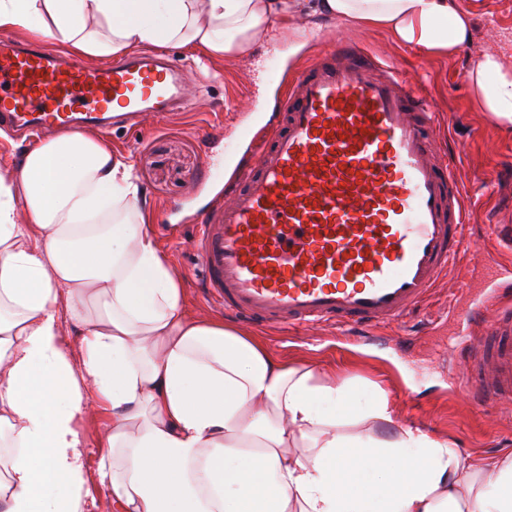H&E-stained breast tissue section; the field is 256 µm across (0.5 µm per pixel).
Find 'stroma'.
Here are the masks:
<instances>
[{"label":"stroma","instance_id":"35a3bbf8","mask_svg":"<svg viewBox=\"0 0 512 512\" xmlns=\"http://www.w3.org/2000/svg\"><path fill=\"white\" fill-rule=\"evenodd\" d=\"M472 17L471 41L454 58L398 43L387 31L326 23L279 29L246 59L171 48L187 66L188 107L168 119L143 115L134 127L115 126L106 139L137 165L152 211L149 228L182 279L189 313L220 318L223 307L203 291L193 251L191 218L205 210L248 145V136L275 107L280 91L267 79L275 67L292 75L318 50L355 42L395 62L431 101L441 122L440 142L453 153L459 178L470 194L466 235L476 256L464 275L449 271L412 314L374 328L369 337L346 335L323 325L295 334L250 327L275 356L317 371H335L352 390L339 411L359 414L379 398L397 410L401 425L445 438L472 455L512 454V406H478L463 397L456 374L459 349L470 344L466 312L486 305L492 289L512 283V129L481 112L467 80L485 51L512 67V0H458ZM215 141L204 143V133ZM111 416L95 408L79 422L86 484V512H118L101 488L98 462Z\"/></svg>","mask_w":512,"mask_h":512}]
</instances>
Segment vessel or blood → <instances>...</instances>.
Masks as SVG:
<instances>
[{
	"instance_id": "b4317fda",
	"label": "vessel or blood",
	"mask_w": 512,
	"mask_h": 512,
	"mask_svg": "<svg viewBox=\"0 0 512 512\" xmlns=\"http://www.w3.org/2000/svg\"><path fill=\"white\" fill-rule=\"evenodd\" d=\"M186 70L150 54L87 66L39 43L0 39V125L24 132L109 127L185 111ZM435 114L400 70L347 42L288 85L200 216L193 246L224 310L259 326L373 328L410 313L461 256L465 205ZM459 389L512 402V305L475 308Z\"/></svg>"
}]
</instances>
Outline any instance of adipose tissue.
<instances>
[{"label": "adipose tissue", "mask_w": 512, "mask_h": 512, "mask_svg": "<svg viewBox=\"0 0 512 512\" xmlns=\"http://www.w3.org/2000/svg\"><path fill=\"white\" fill-rule=\"evenodd\" d=\"M322 17L448 57L470 39L456 0H0V32L76 58L146 45L246 58L272 26ZM468 79L480 110L512 125V69L490 51ZM145 203L134 164L83 132L0 173V512H83L77 424L93 398L112 413L99 474L121 512H512V457L401 426L385 399L364 412L380 436L349 433L315 407L346 404V386L191 317ZM59 322L62 326L63 335L67 342L70 356L74 365H80L82 360V351L80 349V336L78 329L69 319V312L65 303H61L58 309Z\"/></svg>", "instance_id": "1"}]
</instances>
